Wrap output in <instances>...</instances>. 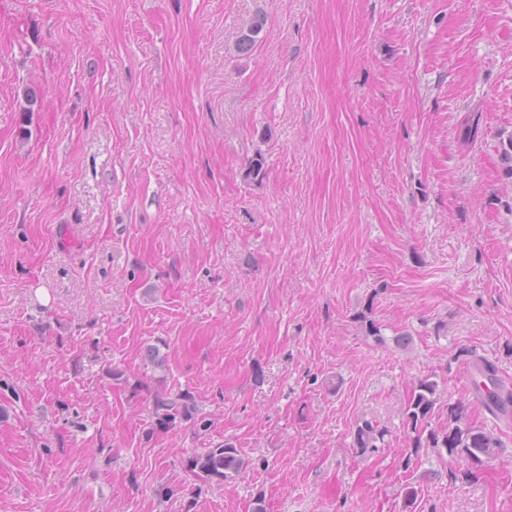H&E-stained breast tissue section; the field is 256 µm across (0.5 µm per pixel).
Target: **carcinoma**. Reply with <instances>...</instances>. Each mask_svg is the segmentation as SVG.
Listing matches in <instances>:
<instances>
[{
    "label": "carcinoma",
    "mask_w": 512,
    "mask_h": 512,
    "mask_svg": "<svg viewBox=\"0 0 512 512\" xmlns=\"http://www.w3.org/2000/svg\"><path fill=\"white\" fill-rule=\"evenodd\" d=\"M266 23L267 20L261 13L252 18L237 38L238 53L247 54L255 48ZM264 176L265 159L259 152L249 162L245 177L260 182ZM477 399L494 416L506 417L512 413V391L509 389L488 399L479 394ZM438 401V383L432 377L421 378L415 383L403 407L409 447L415 452L420 448H443L451 459L464 460L475 468L492 459L499 442L468 421L465 404H448V426L438 429L431 427L430 421L435 415ZM152 416L154 426L161 429L173 428L183 422L196 425L204 422L194 396L188 391L174 394L156 392ZM383 438L384 431L372 422L365 421L357 426L354 446L359 454L365 455L374 451L377 442ZM186 466L194 478L222 487L225 481L242 472L245 459L237 444L226 439L211 448L193 452L186 460Z\"/></svg>",
    "instance_id": "obj_1"
}]
</instances>
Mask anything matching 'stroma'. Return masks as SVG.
<instances>
[{
    "mask_svg": "<svg viewBox=\"0 0 512 512\" xmlns=\"http://www.w3.org/2000/svg\"><path fill=\"white\" fill-rule=\"evenodd\" d=\"M511 136L512 0H0V512H512L456 359L512 382ZM425 376L500 443L463 480L408 448ZM267 23L265 16L261 13L256 14L249 25L244 28L236 41V50L240 54L251 52L257 42L260 40V33L263 31ZM152 416L154 418L153 430L169 429L176 426L177 423H193L207 425L204 417L200 415L199 406L194 396L189 391H182L171 394L163 390L157 391L153 400ZM384 431L378 428V425H374L372 421H364L362 424L357 426L354 433V446L357 448L360 455H365L369 452L374 451L378 448L376 445L377 441L384 438ZM245 463L237 444L225 439L224 443L212 448L195 450L188 457L186 466L190 476L197 480L223 487L225 481L242 472Z\"/></svg>",
    "mask_w": 512,
    "mask_h": 512,
    "instance_id": "1",
    "label": "stroma"
}]
</instances>
